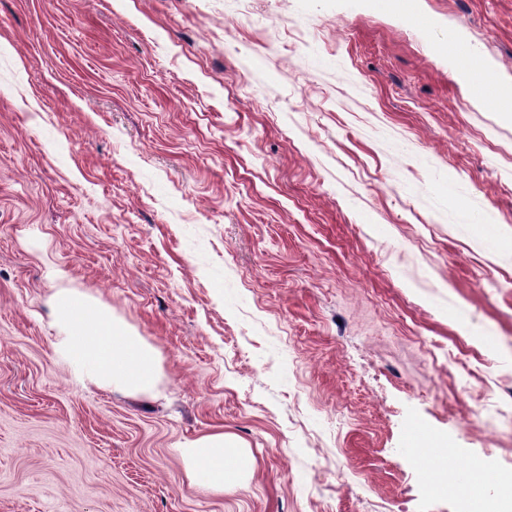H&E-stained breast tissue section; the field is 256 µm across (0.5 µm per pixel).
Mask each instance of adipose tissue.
Here are the masks:
<instances>
[{"instance_id":"adipose-tissue-1","label":"adipose tissue","mask_w":512,"mask_h":512,"mask_svg":"<svg viewBox=\"0 0 512 512\" xmlns=\"http://www.w3.org/2000/svg\"><path fill=\"white\" fill-rule=\"evenodd\" d=\"M58 336L55 347L85 383L130 395L152 394L159 376V354L131 334L109 309L59 289L52 303ZM191 487L212 494L245 488L254 459L230 434L214 432L182 443L176 450Z\"/></svg>"}]
</instances>
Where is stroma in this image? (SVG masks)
<instances>
[{"mask_svg":"<svg viewBox=\"0 0 512 512\" xmlns=\"http://www.w3.org/2000/svg\"><path fill=\"white\" fill-rule=\"evenodd\" d=\"M0 0V512H461L512 473V0ZM71 288L156 348L83 386ZM481 417H473V408ZM222 430L248 488L188 484ZM440 41L448 57L462 63L475 95L493 102L502 112L512 111V96L490 78L479 54L463 44L454 30L448 29ZM191 487L224 495L243 489L254 470V459L224 431L201 435L175 448ZM430 486L436 491L447 489L459 492L462 497V508L466 511L474 500L483 498L480 485L467 482L462 477L461 470L454 468H442L437 470L430 478Z\"/></svg>","mask_w":512,"mask_h":512,"instance_id":"35a3bbf8","label":"stroma"}]
</instances>
